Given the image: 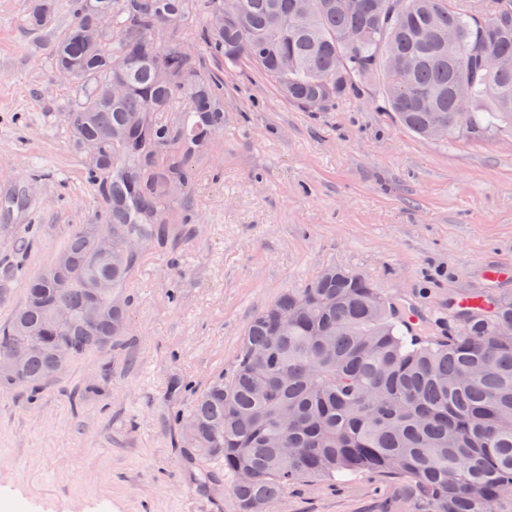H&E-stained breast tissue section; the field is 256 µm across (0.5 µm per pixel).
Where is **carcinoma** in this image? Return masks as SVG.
Masks as SVG:
<instances>
[{"mask_svg":"<svg viewBox=\"0 0 512 512\" xmlns=\"http://www.w3.org/2000/svg\"><path fill=\"white\" fill-rule=\"evenodd\" d=\"M96 0L98 20L71 0L72 23L51 48L74 71L75 145L102 143L87 170L110 183L105 223L73 229L0 325V387L37 389L74 359L123 335L137 252L172 232L174 198L195 186L194 157L224 129V79L200 70L198 49L226 68L259 70L288 101L321 112L381 80L384 109L422 138L512 134V0L466 13L455 0ZM53 0H31L27 24L53 25ZM199 19L190 54L161 26ZM124 95L111 98L117 81ZM479 308L449 303L453 332L418 335L370 281L336 267L284 292L251 319L232 374L211 382L184 419L195 448L232 475L238 512H266L288 488L362 474L404 484L409 512H512V294L480 292ZM95 303L102 316L88 324ZM16 349L14 370L4 361Z\"/></svg>","mask_w":512,"mask_h":512,"instance_id":"1","label":"carcinoma"}]
</instances>
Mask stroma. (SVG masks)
Returning <instances> with one entry per match:
<instances>
[{
    "instance_id": "obj_1",
    "label": "stroma",
    "mask_w": 512,
    "mask_h": 512,
    "mask_svg": "<svg viewBox=\"0 0 512 512\" xmlns=\"http://www.w3.org/2000/svg\"><path fill=\"white\" fill-rule=\"evenodd\" d=\"M0 0V322L79 224L102 221L99 185L65 121L74 85L48 45L71 22L26 25ZM224 72V130L193 161L168 242L141 249L124 336L35 392L0 389V512H236L232 478L187 444L183 418L234 370L249 320L325 268L367 278L432 314L486 288L512 291V136L427 140L383 111L368 83L322 112L288 102L252 68ZM391 479L320 480L275 512H406Z\"/></svg>"
}]
</instances>
